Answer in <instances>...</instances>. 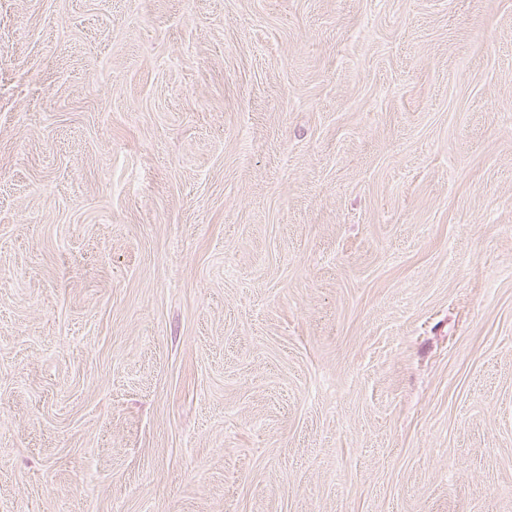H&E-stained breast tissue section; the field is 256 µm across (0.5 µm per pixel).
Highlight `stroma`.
<instances>
[{
    "mask_svg": "<svg viewBox=\"0 0 512 512\" xmlns=\"http://www.w3.org/2000/svg\"><path fill=\"white\" fill-rule=\"evenodd\" d=\"M0 512H512V0H0Z\"/></svg>",
    "mask_w": 512,
    "mask_h": 512,
    "instance_id": "obj_1",
    "label": "stroma"
}]
</instances>
